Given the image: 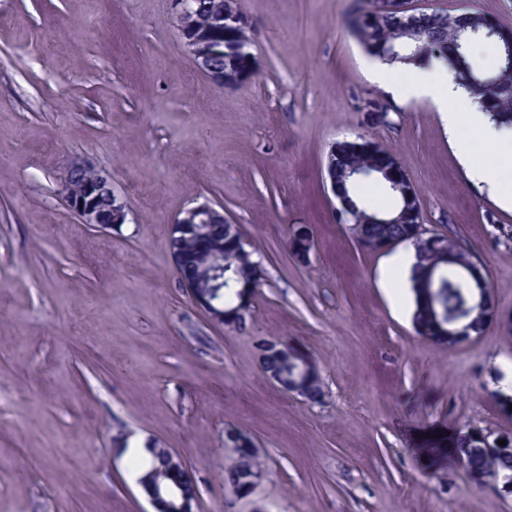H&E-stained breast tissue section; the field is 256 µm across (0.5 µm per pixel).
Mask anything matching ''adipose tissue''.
<instances>
[{
  "label": "adipose tissue",
  "instance_id": "obj_1",
  "mask_svg": "<svg viewBox=\"0 0 512 512\" xmlns=\"http://www.w3.org/2000/svg\"><path fill=\"white\" fill-rule=\"evenodd\" d=\"M364 77L369 83L382 86L397 103L429 100L446 124L460 160H469L475 143L491 149L494 160L477 167L474 176L503 207L512 209V177L503 172L496 160L497 155L512 153V130L496 127L470 95L449 78L447 68L401 64L390 67L377 61L365 69ZM415 261V250L410 245L391 252L383 261L382 283L396 307L405 304L398 284Z\"/></svg>",
  "mask_w": 512,
  "mask_h": 512
}]
</instances>
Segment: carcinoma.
<instances>
[{
    "instance_id": "carcinoma-1",
    "label": "carcinoma",
    "mask_w": 512,
    "mask_h": 512,
    "mask_svg": "<svg viewBox=\"0 0 512 512\" xmlns=\"http://www.w3.org/2000/svg\"><path fill=\"white\" fill-rule=\"evenodd\" d=\"M228 0H203L204 9L198 17L202 27L215 25L217 15L224 11ZM382 0H358L357 10L347 19V26L355 41L364 50L379 48L388 50L400 48L406 41L404 28L381 12ZM473 29L462 30L454 22V14L444 8H431L424 19L416 48L398 53L394 63H417L421 66L437 62L448 68L454 82L463 88L478 104L481 111L499 127L512 129V64L507 58V47L500 36L489 33L484 27L488 19L495 16L478 11ZM224 40L223 65L243 67L247 60L244 52L250 50L251 29L248 25L225 28L218 31ZM476 43H489L496 50V64L489 69L480 68L472 60L471 49ZM336 155L339 170L371 172L379 176L385 186L384 193L392 200L386 210L369 209L358 197L362 182H346L348 200L353 207L344 221L352 225L353 233L366 235L379 242L409 243L416 250V263L410 275L414 294L412 316L415 331L434 342L436 317L464 312L473 300V284L468 275L469 254L457 249L448 267H442L445 260L429 242L416 237L417 226L423 223V211L418 192L410 198L401 197L393 188L396 180L393 171L386 169L387 163L396 158L392 149L383 142L367 139L343 140ZM178 247L192 257L194 270L202 287H208L213 268V252L199 248L196 238L183 237ZM254 251L247 249L241 231L235 237H224V273L229 283L223 298L224 307L237 304L239 289L245 286L253 270ZM269 369L284 376L299 374L296 364L286 353L273 356L268 362ZM301 375V374H299ZM301 385L309 395L321 398L324 384L319 371L311 369L301 375ZM464 470L483 474L487 477L512 475V452L489 457L478 451L465 453ZM259 463L249 447L242 445L237 452L235 465L227 472L226 481L233 490L244 486L246 479L257 475Z\"/></svg>"
}]
</instances>
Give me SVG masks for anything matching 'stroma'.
Segmentation results:
<instances>
[{
	"mask_svg": "<svg viewBox=\"0 0 512 512\" xmlns=\"http://www.w3.org/2000/svg\"><path fill=\"white\" fill-rule=\"evenodd\" d=\"M257 61L211 81L169 0H0V512H149L128 442L172 449L195 512H512L446 447L467 427L512 439L492 393L512 331L445 348L419 336L323 184L330 145H388L427 228L478 252L512 311V210L474 186L434 106L381 122L352 0H239ZM112 176L130 223L86 224L60 192L66 161ZM223 207L264 278L245 328L212 324L183 291L169 226ZM308 226L309 262L288 237ZM317 362L309 403L265 375L256 343ZM246 433L261 463L249 497L225 483ZM438 435L440 448L429 438Z\"/></svg>",
	"mask_w": 512,
	"mask_h": 512,
	"instance_id": "obj_1",
	"label": "stroma"
}]
</instances>
